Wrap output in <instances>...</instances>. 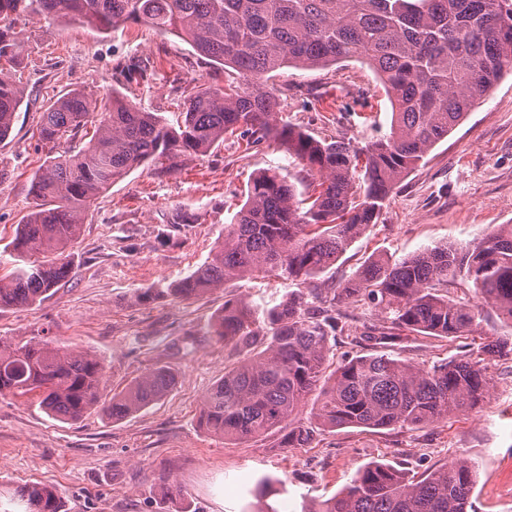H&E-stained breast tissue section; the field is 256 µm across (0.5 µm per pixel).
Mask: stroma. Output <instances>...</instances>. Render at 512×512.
Wrapping results in <instances>:
<instances>
[{
  "label": "stroma",
  "mask_w": 512,
  "mask_h": 512,
  "mask_svg": "<svg viewBox=\"0 0 512 512\" xmlns=\"http://www.w3.org/2000/svg\"><path fill=\"white\" fill-rule=\"evenodd\" d=\"M22 36L26 50L15 74L24 105L11 136L0 142V276L13 269L9 244L32 206L31 178L47 153L38 131L43 105L71 90L96 100L115 89L173 122L184 88L224 79L179 38L141 24L99 31L76 19H41L23 26ZM131 60L145 67L144 82L118 76L117 66ZM272 83L283 121L314 136L363 144L390 129V102L361 63L285 67ZM263 169L295 182L302 167L275 144L249 149L232 136L176 172H131L91 203L70 248L71 276L40 302L0 309V340L49 339L100 358L104 395L158 366L174 376L166 397L120 420L96 409L61 420L33 397L0 395V485L52 487L64 512H243L255 483L270 477L277 481L272 503L280 512H300L302 502L336 495L368 462L419 475L464 456L477 473L474 512H512V501L496 493L512 484V359L490 362L492 384L479 406L421 429L346 427L323 432L307 447L283 448L279 429L227 441L200 427L205 395L235 361L213 331L214 315L230 298L280 300L290 285L277 278L230 281L200 298L147 305L135 295L204 263ZM501 224H512V72L431 150L375 226L313 285L333 287L375 254L399 259L445 242L467 247ZM186 335L194 352L173 354L169 343ZM509 336L512 329L486 312L468 337L411 335L392 349L427 365Z\"/></svg>",
  "instance_id": "stroma-1"
}]
</instances>
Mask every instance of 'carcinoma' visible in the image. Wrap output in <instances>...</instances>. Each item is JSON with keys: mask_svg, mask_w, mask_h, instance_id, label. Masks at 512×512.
<instances>
[{"mask_svg": "<svg viewBox=\"0 0 512 512\" xmlns=\"http://www.w3.org/2000/svg\"><path fill=\"white\" fill-rule=\"evenodd\" d=\"M509 0H0L5 18L78 19L99 29L147 25L187 43L224 68V84L185 90L182 120L114 92L92 104L74 90L41 113L40 137L57 144L93 127L76 150L49 155L31 180L32 207L12 242L17 267L0 278V308L35 303L72 273L67 250L78 239L91 202L140 167L156 175L183 156L204 154L236 136L251 149L268 141L317 176L309 205L278 172H257L224 239L208 259L174 285L136 294L141 304L165 295L199 298L230 280L275 276L301 284L331 267L373 227L398 184L465 119L507 71L512 26L499 24ZM25 52L20 32L0 25V142L12 130L24 91L14 77ZM355 61L369 66L392 108L390 131L364 146L327 140L282 123L272 73L322 69ZM472 283L480 306L448 295ZM364 306L389 322L378 345L408 332L455 339L474 332L482 309L512 328V224H501L468 248H426L391 259L370 258L336 288H297L263 306L227 299L215 335L237 361L204 397L199 424L224 439L294 426L282 448H303L315 435L344 427L419 429L448 421L482 400L488 364L512 356L498 339L430 366L392 353L341 355L327 371L336 337L357 343L342 311ZM103 362L48 340L21 347L0 342V395H32L46 412L78 420L100 404L114 419L161 400L174 376L159 366L101 402ZM318 391L306 418L305 399ZM470 461L456 457L419 477L386 463L360 466L335 496L301 512H469ZM250 512H279L269 481L256 483ZM15 512H61L55 492L28 486L7 498Z\"/></svg>", "mask_w": 512, "mask_h": 512, "instance_id": "obj_1", "label": "carcinoma"}]
</instances>
